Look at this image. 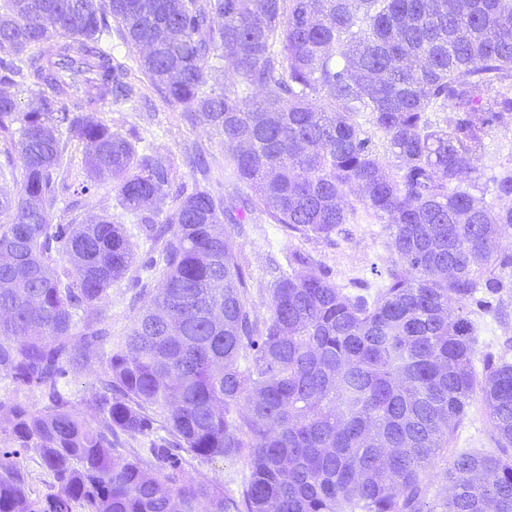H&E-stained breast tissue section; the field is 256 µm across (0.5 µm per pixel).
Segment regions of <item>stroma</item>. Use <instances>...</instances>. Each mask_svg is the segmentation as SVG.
<instances>
[{"label": "stroma", "mask_w": 512, "mask_h": 512, "mask_svg": "<svg viewBox=\"0 0 512 512\" xmlns=\"http://www.w3.org/2000/svg\"><path fill=\"white\" fill-rule=\"evenodd\" d=\"M131 81L138 99L132 103H104L92 112L93 120L102 122L112 130L126 134L136 132L152 141L154 146L174 159L175 182L186 187L205 186L224 202L225 208L239 207L246 190L236 181L228 163V152L222 136L206 125L191 126L183 117V104L164 98L141 73H133ZM61 162L53 174L54 202L50 219L55 224H86L108 215L123 224L132 250L144 257L150 249L139 230L136 219L125 213L118 204L117 193L111 179L98 180L89 194H82L81 186L87 180L83 146L77 140L64 138ZM203 152L210 165L208 174L191 168L189 156ZM501 162H512V132L488 140L486 152L474 159L484 200L495 204L490 177V157ZM235 244L236 261L250 275L248 307L252 319L264 321L270 315V282L278 265L284 264L288 251L302 249L316 260V268L328 272L341 288H378L381 277L390 265L392 255L388 248V232L384 225L367 220L359 224L341 225L330 239L303 238L288 232L282 225L271 223L267 213L252 210L245 223L229 225ZM161 269L128 272L114 283L108 299L100 309L106 325L113 335L129 333L134 321L148 304L160 285ZM483 330L476 346V359L492 353L512 361V316L499 321L483 316ZM488 422L480 402L467 409L464 423L456 432L449 454L465 450H487ZM241 458L195 460L187 465L189 476L223 484L227 493L238 495L240 487L234 481L236 473L245 469Z\"/></svg>", "instance_id": "1"}]
</instances>
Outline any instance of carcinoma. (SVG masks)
<instances>
[{
    "label": "carcinoma",
    "mask_w": 512,
    "mask_h": 512,
    "mask_svg": "<svg viewBox=\"0 0 512 512\" xmlns=\"http://www.w3.org/2000/svg\"><path fill=\"white\" fill-rule=\"evenodd\" d=\"M118 23L138 70L185 121L224 136L229 164L276 224L328 239L366 218L394 255L383 288L346 292L313 257L288 252L270 316L247 307L248 281L224 223L238 212L209 190L173 187V164L87 119L127 100L131 69L104 47ZM55 42L45 53L36 45ZM224 63V91L207 76ZM45 88L20 107L0 92V136L22 162L0 196V373L47 399L1 428L0 512H512V362L474 365L477 311L508 316L512 165L484 201L474 157L512 129V0H4L0 84ZM327 91L326 102L312 93ZM447 116L440 117L441 113ZM394 158L385 171L363 123ZM66 129L90 181L112 178L121 208L161 246L165 273L129 334L112 340L98 304L135 263L122 225L52 224V178ZM175 198L164 217L157 201ZM69 267H52L54 254ZM457 304V313L449 302ZM220 310L224 321L212 319ZM252 351L246 363L240 350ZM108 366L90 419L61 381ZM480 400L497 452H460L430 469ZM170 439L129 458L117 432ZM21 448H37L51 490L32 496ZM247 458L237 500L186 478L185 459Z\"/></svg>",
    "instance_id": "cac0c4a2"
}]
</instances>
